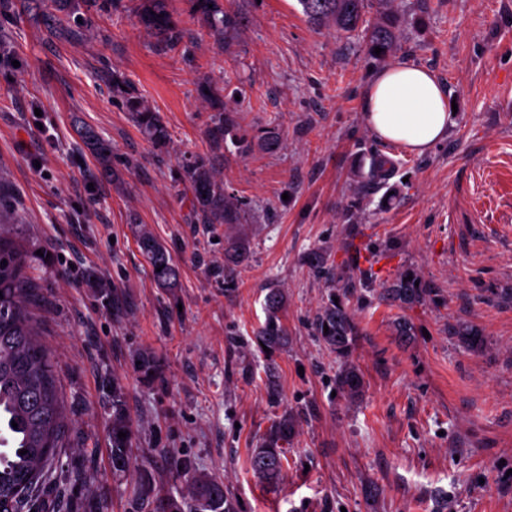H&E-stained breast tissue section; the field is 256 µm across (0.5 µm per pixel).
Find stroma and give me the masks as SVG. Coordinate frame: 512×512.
Here are the masks:
<instances>
[{"label": "stroma", "instance_id": "35a3bbf8", "mask_svg": "<svg viewBox=\"0 0 512 512\" xmlns=\"http://www.w3.org/2000/svg\"><path fill=\"white\" fill-rule=\"evenodd\" d=\"M139 4L58 14L53 33L39 11L0 15V231L29 257L68 419L50 512H192L197 478L222 482L235 512H512V0H371L349 35L314 28L298 0H229L243 23L218 38L190 0H166L184 31L174 47L137 24ZM386 15L382 62L364 30ZM387 62L430 67L456 99L425 155L365 123V83ZM116 74L159 112L166 149L113 93ZM219 111L252 142L225 140L214 162L238 224L203 223L177 180L209 153ZM85 130L111 144L109 165ZM264 131L278 150L257 143ZM380 155L394 173L375 183ZM144 230L173 255L177 287L155 281ZM232 242L246 256L222 283L211 271ZM315 250L335 266L372 258L378 289L410 268L431 288L410 307L351 289L356 400L337 394L343 361L313 330L336 289L311 272ZM272 288L288 341L270 354L256 335ZM460 323L484 332L482 351L452 336ZM116 402L131 427L118 472ZM285 416L295 429L270 487L251 452Z\"/></svg>", "mask_w": 512, "mask_h": 512}]
</instances>
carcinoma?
Segmentation results:
<instances>
[{
  "label": "carcinoma",
  "instance_id": "obj_1",
  "mask_svg": "<svg viewBox=\"0 0 512 512\" xmlns=\"http://www.w3.org/2000/svg\"><path fill=\"white\" fill-rule=\"evenodd\" d=\"M299 4L311 25L351 33L363 24L369 0H299ZM191 10L215 34L234 29L241 22L237 13L224 6V0H191ZM136 18L140 26L169 45L181 38L180 30L171 22L165 0H142ZM366 38L369 52L381 48L377 58L384 59L390 54L394 44L390 25L374 26L366 33ZM114 88L143 134L155 146H166L169 133L160 116L145 104L132 86L118 77ZM230 126V119L224 113L212 115L209 135L214 148L224 143ZM177 180L193 191V205L204 223L240 222V208L226 192L224 180L215 174L209 156L187 159L180 166ZM139 247L158 284L163 288L177 287L179 266L168 248L146 231L140 236ZM27 269V254L12 239L0 234V431L7 441V446L0 448V512H44L39 491L51 464L67 445L64 403L51 354L37 338L34 309L38 297ZM417 281L418 274L406 270L381 289L379 295L402 306H412L424 301L430 293L423 285H415ZM352 287V282H336V292L330 295L313 322L316 336L346 362L360 336L346 292ZM281 303L280 291L269 289L266 295L268 318L258 332V339L271 352L282 347L288 336L287 328L275 315ZM454 336L472 351L482 349L485 344L482 331L466 323L456 327ZM336 385L350 399L358 397L363 390L362 377L349 364L336 375ZM291 429V421L286 417L281 419L266 442L252 451L251 468L269 485L278 483L281 477L282 445L288 440ZM120 432H128V422L118 408L112 427V464L116 469L128 462V439L119 438ZM21 450L26 454H19ZM192 494L197 512H233V504L224 495V484L218 481L199 480L193 485Z\"/></svg>",
  "mask_w": 512,
  "mask_h": 512
}]
</instances>
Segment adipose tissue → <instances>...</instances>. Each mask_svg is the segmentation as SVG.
<instances>
[{"label": "adipose tissue", "instance_id": "adipose-tissue-1", "mask_svg": "<svg viewBox=\"0 0 512 512\" xmlns=\"http://www.w3.org/2000/svg\"><path fill=\"white\" fill-rule=\"evenodd\" d=\"M365 121L374 137L416 155L448 134V89L429 68L395 64L375 72L363 89Z\"/></svg>", "mask_w": 512, "mask_h": 512}]
</instances>
